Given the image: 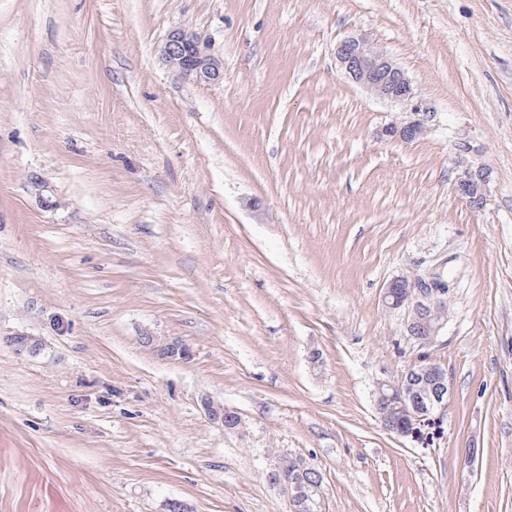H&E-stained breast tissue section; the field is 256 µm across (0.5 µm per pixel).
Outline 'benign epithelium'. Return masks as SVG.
Listing matches in <instances>:
<instances>
[{
    "label": "benign epithelium",
    "mask_w": 512,
    "mask_h": 512,
    "mask_svg": "<svg viewBox=\"0 0 512 512\" xmlns=\"http://www.w3.org/2000/svg\"><path fill=\"white\" fill-rule=\"evenodd\" d=\"M162 56L169 68L182 78L201 83L215 81L222 76L221 61L210 52L207 44L191 32H170L162 48ZM335 56L340 68L352 82L382 100L405 105L412 113H417L419 101L410 79L376 43L363 37H348L337 44ZM425 131L421 121L411 120L402 125L386 126L382 135L389 140L410 142L421 137ZM479 170L481 167L466 162L457 173L455 189L473 187L476 198L485 199L486 177L473 180V175ZM398 288L405 289L400 296L396 293ZM447 295L448 283L439 276H398L388 283L384 303L390 309H407L410 317L408 326L411 327L420 314L443 306ZM411 373L436 379L431 397L422 403L403 401L396 411L384 408L380 404L382 391L400 392L403 381ZM450 391L451 383L446 370L432 360L421 359L409 364L401 380L396 383L387 378L378 380L375 390L376 413L387 430L407 436L413 433L417 424L447 411Z\"/></svg>",
    "instance_id": "7a95c632"
}]
</instances>
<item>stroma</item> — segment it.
<instances>
[{
	"label": "stroma",
	"instance_id": "35a3bbf8",
	"mask_svg": "<svg viewBox=\"0 0 512 512\" xmlns=\"http://www.w3.org/2000/svg\"><path fill=\"white\" fill-rule=\"evenodd\" d=\"M175 29L218 81L168 69ZM354 34L420 138H379L414 115L343 76ZM429 272L424 345L383 294ZM424 356L448 410L389 433L376 383ZM285 457L322 512H512V0H0V512H288ZM336 60L346 76L376 97L405 105L419 112L413 85L403 70L376 43L363 37H348L337 44ZM474 148L471 146V144L465 140L461 139L458 141L456 145V152L458 155H464L466 156L467 162L466 164L459 170L457 173L456 179H455V189L457 193L460 196H465V194H462L460 191V188H475L476 195L473 193H468V197L471 200L472 203H475V197L480 200V203L485 200V194H486V177L485 175L482 176L478 181L473 180V175L478 172L481 169H484L482 166H474L470 161L469 157L470 154ZM474 185V186H473ZM269 480L272 484L280 485L288 493V496L293 497L297 511H295L296 508H293V502L289 500V507L292 508V511L289 512H320L310 502H308L310 509H306L304 505L307 501L302 499V495H297L299 491L311 494L315 486L318 485V481H320L319 486L321 487V474L315 467L301 459H282L269 472Z\"/></svg>",
	"mask_w": 512,
	"mask_h": 512
}]
</instances>
